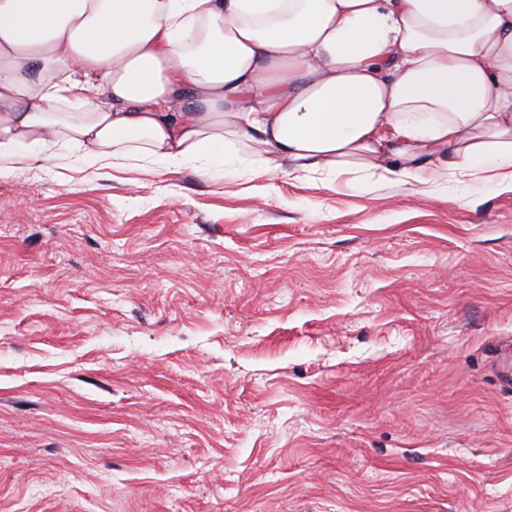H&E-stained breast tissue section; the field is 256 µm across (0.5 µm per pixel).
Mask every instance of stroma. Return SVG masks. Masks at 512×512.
Returning a JSON list of instances; mask_svg holds the SVG:
<instances>
[{
    "label": "stroma",
    "mask_w": 512,
    "mask_h": 512,
    "mask_svg": "<svg viewBox=\"0 0 512 512\" xmlns=\"http://www.w3.org/2000/svg\"><path fill=\"white\" fill-rule=\"evenodd\" d=\"M512 184L0 179V512H512Z\"/></svg>",
    "instance_id": "stroma-1"
}]
</instances>
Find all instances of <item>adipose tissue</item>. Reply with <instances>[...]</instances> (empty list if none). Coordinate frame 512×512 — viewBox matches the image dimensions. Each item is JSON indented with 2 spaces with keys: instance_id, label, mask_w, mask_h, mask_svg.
Segmentation results:
<instances>
[{
  "instance_id": "adipose-tissue-1",
  "label": "adipose tissue",
  "mask_w": 512,
  "mask_h": 512,
  "mask_svg": "<svg viewBox=\"0 0 512 512\" xmlns=\"http://www.w3.org/2000/svg\"><path fill=\"white\" fill-rule=\"evenodd\" d=\"M512 180V0H0V179Z\"/></svg>"
}]
</instances>
